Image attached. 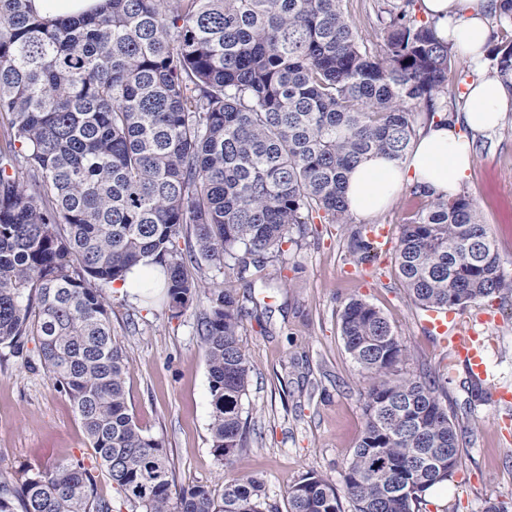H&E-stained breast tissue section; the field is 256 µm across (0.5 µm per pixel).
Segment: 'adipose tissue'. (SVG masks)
<instances>
[{
    "label": "adipose tissue",
    "mask_w": 512,
    "mask_h": 512,
    "mask_svg": "<svg viewBox=\"0 0 512 512\" xmlns=\"http://www.w3.org/2000/svg\"><path fill=\"white\" fill-rule=\"evenodd\" d=\"M423 6L435 20L439 37L461 54L478 77L468 87L465 112L429 122L403 162L377 155L353 170L344 196L350 212L359 216L384 210L407 185L456 197L472 164L474 134L497 128L512 106L498 81L481 76L486 67L487 0H423Z\"/></svg>",
    "instance_id": "adipose-tissue-1"
}]
</instances>
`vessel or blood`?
Returning <instances> with one entry per match:
<instances>
[{"label": "vessel or blood", "mask_w": 512, "mask_h": 512, "mask_svg": "<svg viewBox=\"0 0 512 512\" xmlns=\"http://www.w3.org/2000/svg\"><path fill=\"white\" fill-rule=\"evenodd\" d=\"M493 319V314L488 311L465 319L452 310L429 309L424 314L423 326L447 345L453 361L463 363L470 377L482 382L487 378V368L485 339L480 327Z\"/></svg>", "instance_id": "obj_1"}]
</instances>
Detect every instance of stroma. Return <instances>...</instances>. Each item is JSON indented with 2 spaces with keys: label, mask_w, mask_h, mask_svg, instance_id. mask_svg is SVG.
Instances as JSON below:
<instances>
[{
  "label": "stroma",
  "mask_w": 512,
  "mask_h": 512,
  "mask_svg": "<svg viewBox=\"0 0 512 512\" xmlns=\"http://www.w3.org/2000/svg\"><path fill=\"white\" fill-rule=\"evenodd\" d=\"M461 191L490 226L502 267L512 276V112L494 132L477 136ZM421 205L404 190L371 218L306 225L295 243L243 279L203 267L207 294L176 319L162 294L147 301L107 288L112 334L128 365V405L166 452L176 489L220 488L230 475H249L287 512L288 489L300 474L339 481L365 428L367 384L345 350L338 322L343 305L359 298L377 307L408 347L405 371L439 375V398L463 431L459 469L427 492L428 512H485L488 499L512 500V430L503 426L512 405L492 396L497 387H512V295L489 305L498 319L484 330L491 378L479 400L471 395L466 368L449 366L447 350L425 331L422 310L396 276L393 251L372 253L366 262L352 239L370 222L399 233ZM224 288L234 291L245 312L242 343L252 367L243 400L247 445L229 469L212 453L209 379L197 334L210 293ZM64 458L83 460L92 470L97 495L112 512H132L99 467L69 399L43 369L36 338L27 337L19 354L1 346L0 473L18 483L28 470Z\"/></svg>",
  "instance_id": "obj_1"
}]
</instances>
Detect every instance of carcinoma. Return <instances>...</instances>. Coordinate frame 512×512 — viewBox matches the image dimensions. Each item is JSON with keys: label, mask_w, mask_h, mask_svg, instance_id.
<instances>
[{"label": "carcinoma", "mask_w": 512, "mask_h": 512, "mask_svg": "<svg viewBox=\"0 0 512 512\" xmlns=\"http://www.w3.org/2000/svg\"><path fill=\"white\" fill-rule=\"evenodd\" d=\"M416 0H387L372 51L344 0H105L44 18L0 0V346L35 336L41 362L134 512H279L250 476L217 491H173L169 459L135 422L127 366L104 286L147 259L171 317L202 293L188 263L240 279L282 252L294 229L348 224L344 185L375 154L401 162L414 114L443 109L452 47ZM512 95V40L489 51ZM410 195L428 206L403 225L397 276L422 309L512 294L473 200ZM185 247H180L179 239ZM243 311L229 289L200 312L211 448L231 466L246 447L251 368ZM346 352L369 383L363 435L340 485L308 471L287 512H425L450 480L460 435L440 378L406 373V346L363 299L339 313ZM79 459L0 475V512H111Z\"/></svg>", "instance_id": "obj_1"}]
</instances>
